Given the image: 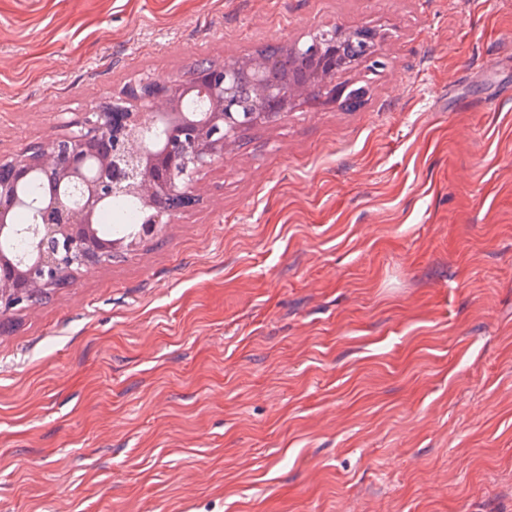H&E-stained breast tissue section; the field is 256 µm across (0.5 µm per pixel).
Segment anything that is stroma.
Wrapping results in <instances>:
<instances>
[{
  "instance_id": "1",
  "label": "stroma",
  "mask_w": 512,
  "mask_h": 512,
  "mask_svg": "<svg viewBox=\"0 0 512 512\" xmlns=\"http://www.w3.org/2000/svg\"><path fill=\"white\" fill-rule=\"evenodd\" d=\"M336 25L360 108L0 319V512H512V0H0V158Z\"/></svg>"
}]
</instances>
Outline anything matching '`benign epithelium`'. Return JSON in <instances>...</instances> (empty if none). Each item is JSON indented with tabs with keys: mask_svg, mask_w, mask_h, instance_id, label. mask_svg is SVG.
<instances>
[{
	"mask_svg": "<svg viewBox=\"0 0 512 512\" xmlns=\"http://www.w3.org/2000/svg\"><path fill=\"white\" fill-rule=\"evenodd\" d=\"M287 47L314 57L315 69L286 93L263 79L265 59L236 56L221 68L201 72L193 88L174 77L142 82L98 106L78 131L40 149L36 168L54 178L58 188L37 204L29 257L15 264L0 252V268L8 272V278L0 280V316L80 271L135 251L143 239L156 234L160 216L126 238L103 243L96 219L106 200L129 194L146 207L162 198L189 201L196 174L233 149L243 128L276 117L271 102L283 97L288 109L315 88L334 100L346 90L335 83L336 75L363 55L379 57L378 36L366 27H340L329 35L313 30L305 41ZM243 66L255 72V107L245 113L238 110L236 99V74ZM193 90L209 103L201 117L183 111V100ZM155 124L171 129L161 148L145 139ZM28 164L26 150L7 161L0 159V239L14 231L12 212L20 203L18 185Z\"/></svg>",
	"mask_w": 512,
	"mask_h": 512,
	"instance_id": "7a95c632",
	"label": "benign epithelium"
}]
</instances>
